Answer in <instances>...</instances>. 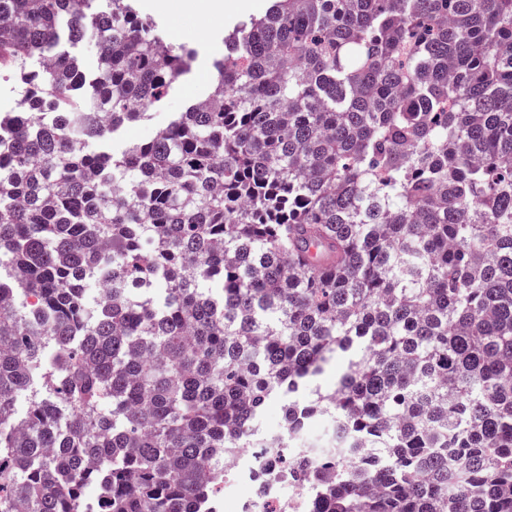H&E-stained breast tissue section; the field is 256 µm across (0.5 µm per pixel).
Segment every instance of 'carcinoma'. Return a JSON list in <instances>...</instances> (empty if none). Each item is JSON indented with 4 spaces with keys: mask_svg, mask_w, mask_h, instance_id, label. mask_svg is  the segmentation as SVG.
Wrapping results in <instances>:
<instances>
[{
    "mask_svg": "<svg viewBox=\"0 0 512 512\" xmlns=\"http://www.w3.org/2000/svg\"><path fill=\"white\" fill-rule=\"evenodd\" d=\"M193 56L127 0H0V512H200L272 400L382 458L301 461L313 512H512V0H270L106 151ZM24 91V85L10 72L0 71V113L16 111L17 103Z\"/></svg>",
    "mask_w": 512,
    "mask_h": 512,
    "instance_id": "cac0c4a2",
    "label": "carcinoma"
}]
</instances>
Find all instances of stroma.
Here are the masks:
<instances>
[{
  "mask_svg": "<svg viewBox=\"0 0 512 512\" xmlns=\"http://www.w3.org/2000/svg\"><path fill=\"white\" fill-rule=\"evenodd\" d=\"M141 17L151 19L174 43L188 44L195 50L187 73L171 85L167 97L152 107L146 119L132 122L118 129L108 140L113 153L123 152L130 144L153 135L158 127L169 122L177 113L192 103L205 99L215 75L213 62L224 54L223 37L227 22L246 20L264 14L268 0H242L240 9L226 13L223 22L213 24L196 20L194 28H178L179 16L192 14L190 0H171V10L157 13L150 9V0H131Z\"/></svg>",
  "mask_w": 512,
  "mask_h": 512,
  "instance_id": "1",
  "label": "stroma"
}]
</instances>
